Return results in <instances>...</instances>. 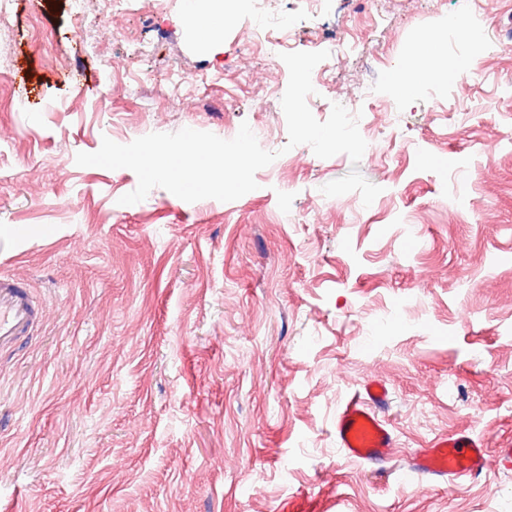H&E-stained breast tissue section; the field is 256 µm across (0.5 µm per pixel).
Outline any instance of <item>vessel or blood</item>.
<instances>
[{
  "instance_id": "obj_1",
  "label": "vessel or blood",
  "mask_w": 512,
  "mask_h": 512,
  "mask_svg": "<svg viewBox=\"0 0 512 512\" xmlns=\"http://www.w3.org/2000/svg\"><path fill=\"white\" fill-rule=\"evenodd\" d=\"M42 310L31 286L0 274V352L11 350L20 338L32 335ZM388 389L372 381L348 396L333 421L336 442L345 455L369 467H386L397 438L384 418ZM491 463L481 439L445 435L416 449L409 471L418 479L441 484L480 476Z\"/></svg>"
}]
</instances>
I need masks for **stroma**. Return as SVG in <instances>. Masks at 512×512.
<instances>
[{
  "label": "stroma",
  "mask_w": 512,
  "mask_h": 512,
  "mask_svg": "<svg viewBox=\"0 0 512 512\" xmlns=\"http://www.w3.org/2000/svg\"><path fill=\"white\" fill-rule=\"evenodd\" d=\"M239 0L206 42L185 0H11L0 32V273L43 302L0 354V512H512V469L404 478L437 435L512 447V0ZM283 18L254 47L261 23ZM443 68L392 84L426 35ZM339 40L352 42L343 58ZM325 50L317 120L358 86L359 163L288 147L284 52ZM260 129L276 160L232 202L79 166L103 138ZM359 170L381 192L322 194ZM53 227L52 234L40 231ZM385 384L398 444L374 471L336 445L337 407ZM468 1L457 0V12L454 18L453 27L458 28L464 39H472L480 42L484 40L485 31L481 28L470 27L467 24Z\"/></svg>",
  "instance_id": "35a3bbf8"
}]
</instances>
